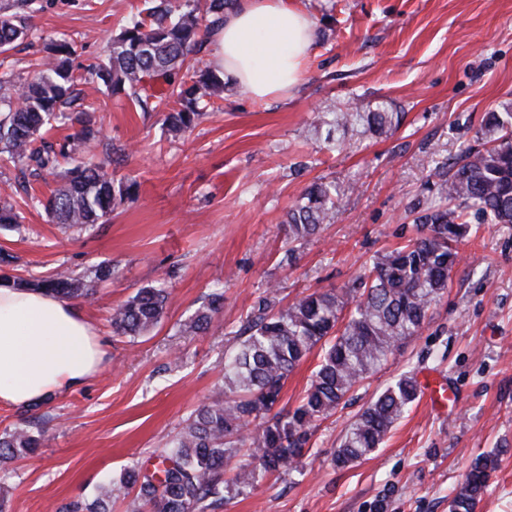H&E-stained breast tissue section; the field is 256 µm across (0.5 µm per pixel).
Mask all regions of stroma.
<instances>
[{
	"label": "stroma",
	"mask_w": 512,
	"mask_h": 512,
	"mask_svg": "<svg viewBox=\"0 0 512 512\" xmlns=\"http://www.w3.org/2000/svg\"><path fill=\"white\" fill-rule=\"evenodd\" d=\"M315 26L300 83L284 99L253 102L225 84L219 108L177 140L163 115L85 85L96 100V158L135 179L138 195L87 231L51 223L23 204L21 169L0 161V199L20 205V228L0 229L9 275L46 278L65 269L113 274L78 306L106 343L104 368L70 394L15 409L0 406V434L44 431L37 452L6 480L8 512H56L112 482V512H134L118 487L133 463L153 464L198 405L224 382V353L269 285L276 307L345 287L377 252L394 247L430 197L431 163L481 147V119L512 111V0H298ZM30 41L11 52L26 75L46 43L73 41L76 63L103 55L141 0H40ZM384 107L399 121L386 135L348 131L327 150L326 113ZM335 182L331 223L286 262V213L316 179ZM463 259L421 332L320 421L297 471L269 478L219 512H450V492L471 461L498 452L480 512H512V225L473 224ZM164 283L160 323L115 335L112 312L137 289ZM224 309L203 334L183 325L215 289ZM444 377L458 394L447 414L418 399L385 443L338 467L336 448L356 415L399 374Z\"/></svg>",
	"instance_id": "stroma-1"
}]
</instances>
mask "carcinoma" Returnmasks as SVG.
Here are the masks:
<instances>
[{
  "instance_id": "cac0c4a2",
  "label": "carcinoma",
  "mask_w": 512,
  "mask_h": 512,
  "mask_svg": "<svg viewBox=\"0 0 512 512\" xmlns=\"http://www.w3.org/2000/svg\"><path fill=\"white\" fill-rule=\"evenodd\" d=\"M235 0H143L107 45L104 57L87 69L88 79L111 95L121 96L144 112H156L164 100L147 92L145 78L172 87L180 109L167 112L168 135L180 138L213 105L224 85L212 65L198 60L190 76H179L182 64L203 52L207 37L224 23ZM21 18L0 8V55L28 38ZM48 56L34 74L13 80L0 74V154L26 164L30 175L52 173L60 160L72 166L63 184L43 200L53 223L91 229L129 199L137 182L110 173L93 157L76 159L73 140L94 131L88 113L95 111L78 88L72 65L74 49L60 39L47 47ZM77 124L71 138L50 142L45 134L55 123ZM324 124L328 142L342 149L337 130L364 126L383 134L392 126L388 112L339 110ZM486 146L469 148L454 163L434 161L443 182L437 198L412 202L416 236L391 251L378 253L366 272L341 290L313 292L286 308L274 309L263 297L236 331L241 340L224 357V387L199 405L185 421L154 471L136 464L124 470L120 485L136 489L140 512H216L224 503L253 491L269 475L298 467L308 451L316 423L332 416L362 380L380 369L399 344L419 333L429 311L447 291L449 275L459 263V245L471 233L469 214L482 224H512V112H490L483 125ZM340 202L336 183L319 179L305 188L289 208L288 243H303L329 223ZM21 215L12 203L0 202V227L14 228ZM109 271L75 277L59 272L49 279L0 278L22 288L42 289L62 299H91ZM168 302L163 285L139 289L112 314L118 336H141L158 325ZM224 294L215 292L185 324L204 333L222 312ZM320 361L301 403L274 411L285 380L314 349ZM420 388L412 374H402L369 403L350 425L336 449L335 462L346 466L374 452L417 400ZM43 435L17 427L0 437V483L12 462L32 454ZM247 446L250 461L231 480L224 465ZM499 454L475 458L453 489L450 512H477L498 468ZM112 485L100 487L89 502L77 501L61 512H111Z\"/></svg>"
}]
</instances>
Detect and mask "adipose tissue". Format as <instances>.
<instances>
[{
  "label": "adipose tissue",
  "instance_id": "1",
  "mask_svg": "<svg viewBox=\"0 0 512 512\" xmlns=\"http://www.w3.org/2000/svg\"><path fill=\"white\" fill-rule=\"evenodd\" d=\"M315 40L294 0H239L214 37V63L256 100L293 93ZM105 351L80 309L53 295L0 286V405L30 406L85 384Z\"/></svg>",
  "mask_w": 512,
  "mask_h": 512
}]
</instances>
